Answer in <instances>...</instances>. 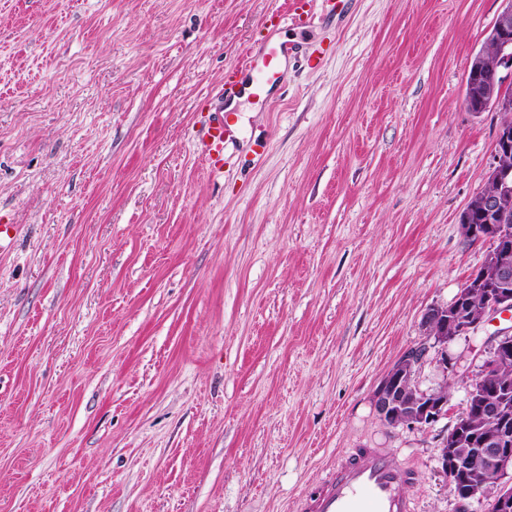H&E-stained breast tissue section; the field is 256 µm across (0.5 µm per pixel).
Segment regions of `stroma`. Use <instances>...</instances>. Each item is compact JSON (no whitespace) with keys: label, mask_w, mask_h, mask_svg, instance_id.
Returning <instances> with one entry per match:
<instances>
[{"label":"stroma","mask_w":512,"mask_h":512,"mask_svg":"<svg viewBox=\"0 0 512 512\" xmlns=\"http://www.w3.org/2000/svg\"><path fill=\"white\" fill-rule=\"evenodd\" d=\"M505 0H0V512H296L349 451L457 512L441 448L493 336L430 348L423 427L374 395L489 245L459 223L501 115L468 66ZM299 44L199 136L224 73ZM292 53V46L288 43L268 42L250 55L245 61V67L252 72V85L255 95H261L266 85L278 73L283 59ZM218 116L209 121L203 136V151L210 164L216 169L222 167L224 161V141L232 133L231 125L228 122V113L224 112V105L214 109Z\"/></svg>","instance_id":"35a3bbf8"}]
</instances>
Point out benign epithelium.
Here are the masks:
<instances>
[{"instance_id":"obj_1","label":"benign epithelium","mask_w":512,"mask_h":512,"mask_svg":"<svg viewBox=\"0 0 512 512\" xmlns=\"http://www.w3.org/2000/svg\"><path fill=\"white\" fill-rule=\"evenodd\" d=\"M487 41L498 49V66L512 64V3L501 13L497 25L490 31ZM468 73L473 77H486L478 89L471 90L481 102L503 113L512 112V99L497 91L494 77L487 76L482 56L472 59ZM487 182L495 186L492 193L479 191L463 210L460 224L464 236L470 240L489 242L482 264L481 276H471L457 294L455 301L446 307H431L424 314L427 336L434 342L446 344L457 336H465L477 322L470 315V295L493 285L494 291L482 303V318L512 313V231L504 224H494V219H505L509 213L507 201L512 199V124L498 128L493 148V162ZM512 359V351L503 340L491 345L477 380ZM421 360L406 352L397 367L382 381L374 399L380 418L398 427L431 424L446 414L448 396L427 394L415 384V373ZM442 472L458 477L464 488H451L455 498L469 502H486V512H512V482L505 478L512 472V435L499 429L484 435L477 448H465L459 435L448 436L441 456ZM495 473L494 484L484 480L485 472Z\"/></svg>"}]
</instances>
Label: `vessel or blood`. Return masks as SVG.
Segmentation results:
<instances>
[{
    "mask_svg": "<svg viewBox=\"0 0 512 512\" xmlns=\"http://www.w3.org/2000/svg\"><path fill=\"white\" fill-rule=\"evenodd\" d=\"M291 52L289 44L268 42L246 59L255 94L264 92L281 61ZM230 133L226 113H219L207 124L203 151L213 167L223 162L224 142ZM415 480V472L405 468L395 453L359 448L326 476L319 488L303 497L300 512H411V502L403 489Z\"/></svg>",
    "mask_w": 512,
    "mask_h": 512,
    "instance_id": "b4317fda",
    "label": "vessel or blood"
}]
</instances>
